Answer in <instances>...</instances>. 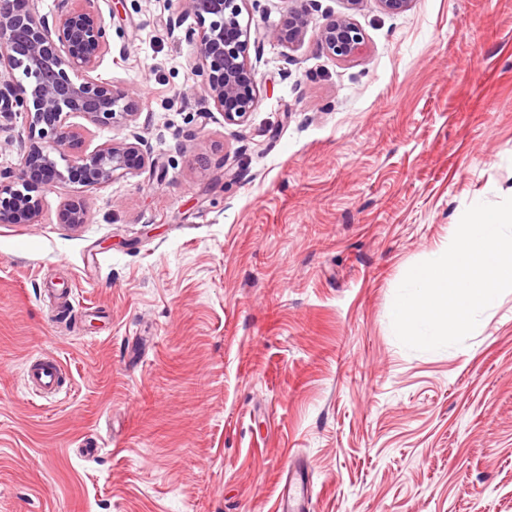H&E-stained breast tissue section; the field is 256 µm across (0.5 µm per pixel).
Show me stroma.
Segmentation results:
<instances>
[{
  "label": "stroma",
  "mask_w": 512,
  "mask_h": 512,
  "mask_svg": "<svg viewBox=\"0 0 512 512\" xmlns=\"http://www.w3.org/2000/svg\"><path fill=\"white\" fill-rule=\"evenodd\" d=\"M98 4L101 73L145 98L86 145L138 137L152 165L0 224V512H276L298 468L307 512H512V292L457 346L391 320L464 211L512 197V0H318L295 49L269 34L302 0H246L241 125L179 0ZM347 12L351 60L317 43ZM44 351L70 375L52 398L22 378ZM318 44L330 55L341 59L363 56L367 44L363 34L349 15H331L319 28ZM61 224H84L87 220V211L83 201L77 197L65 200L62 209L58 214Z\"/></svg>",
  "instance_id": "35a3bbf8"
}]
</instances>
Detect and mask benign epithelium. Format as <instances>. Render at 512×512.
Listing matches in <instances>:
<instances>
[{
	"label": "benign epithelium",
	"mask_w": 512,
	"mask_h": 512,
	"mask_svg": "<svg viewBox=\"0 0 512 512\" xmlns=\"http://www.w3.org/2000/svg\"><path fill=\"white\" fill-rule=\"evenodd\" d=\"M38 0H0V119L25 117L18 167L0 169V224H37L41 188L78 183L107 184L136 175L149 161L140 138L85 148L89 129L130 125L142 112L137 90L117 85L97 73L111 51L109 27L94 0H57L53 14L39 13ZM245 0H180L194 17L189 31L195 42L194 68L203 77L205 96L224 120L240 125L255 107L258 86L250 60V33L240 16ZM310 24V10L296 9L288 25L270 37L300 45ZM318 44L330 55L353 59L364 55L363 34L348 15H331L319 28ZM22 71L18 80L14 71ZM65 162L60 169L59 162ZM61 224H84L87 211L77 197L65 200Z\"/></svg>",
	"instance_id": "1"
}]
</instances>
